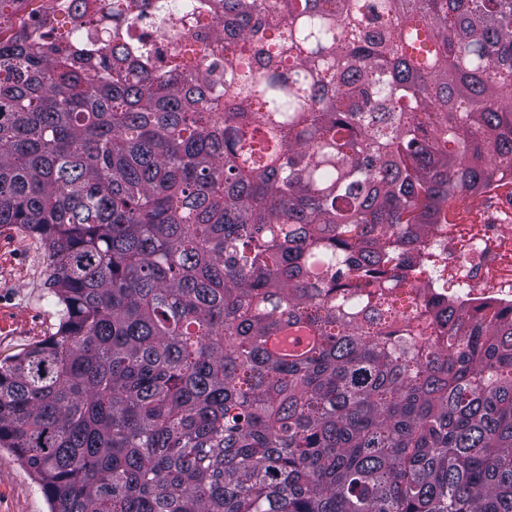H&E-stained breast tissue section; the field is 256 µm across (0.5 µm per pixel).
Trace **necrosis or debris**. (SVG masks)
<instances>
[{"label": "necrosis or debris", "mask_w": 512, "mask_h": 512, "mask_svg": "<svg viewBox=\"0 0 512 512\" xmlns=\"http://www.w3.org/2000/svg\"><path fill=\"white\" fill-rule=\"evenodd\" d=\"M472 199L485 220L467 242H460L452 224L437 225L426 237L448 262L438 292L468 307L487 301L511 307L512 194L495 184L473 193Z\"/></svg>", "instance_id": "obj_1"}]
</instances>
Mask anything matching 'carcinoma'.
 <instances>
[{"label": "carcinoma", "mask_w": 512, "mask_h": 512, "mask_svg": "<svg viewBox=\"0 0 512 512\" xmlns=\"http://www.w3.org/2000/svg\"><path fill=\"white\" fill-rule=\"evenodd\" d=\"M507 170L512 0H0L59 307L0 447L51 512H512V317L423 247Z\"/></svg>", "instance_id": "obj_1"}]
</instances>
